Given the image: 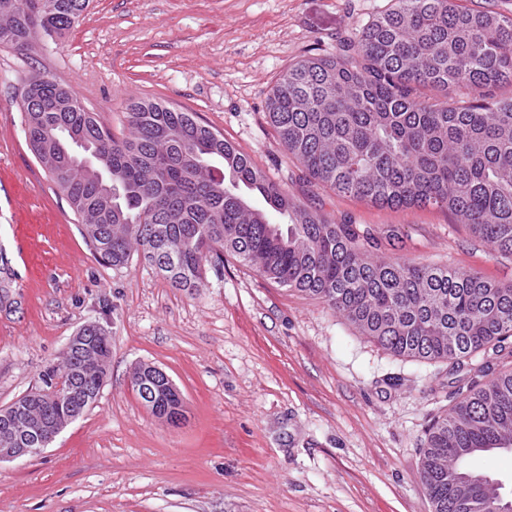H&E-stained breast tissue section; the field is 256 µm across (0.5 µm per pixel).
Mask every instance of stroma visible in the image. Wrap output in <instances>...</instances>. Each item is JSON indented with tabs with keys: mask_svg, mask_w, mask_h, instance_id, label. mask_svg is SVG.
I'll use <instances>...</instances> for the list:
<instances>
[{
	"mask_svg": "<svg viewBox=\"0 0 512 512\" xmlns=\"http://www.w3.org/2000/svg\"><path fill=\"white\" fill-rule=\"evenodd\" d=\"M388 0H91L48 49L0 46V406L39 382L82 327L112 345L107 381L40 455L0 464V512H431L424 431L451 404L449 367L393 356L323 301L225 256L193 290L135 259L115 269L31 152L19 104L43 72L115 135L129 102L195 113L306 208L370 231L369 254L512 284V257L434 208L384 209L302 180L265 107L289 65L335 55ZM164 370L184 417L130 383ZM468 469L512 499V449Z\"/></svg>",
	"mask_w": 512,
	"mask_h": 512,
	"instance_id": "1",
	"label": "stroma"
}]
</instances>
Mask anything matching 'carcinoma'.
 Segmentation results:
<instances>
[{
    "label": "carcinoma",
    "instance_id": "1",
    "mask_svg": "<svg viewBox=\"0 0 512 512\" xmlns=\"http://www.w3.org/2000/svg\"><path fill=\"white\" fill-rule=\"evenodd\" d=\"M90 0H0V46L21 54L62 36ZM512 15L456 0H393L334 57L288 67L267 115L310 183L373 205L448 211L493 254L512 255ZM30 150L65 197L97 259L132 252L178 288H193L224 254L282 287L327 303L395 356L449 362L453 404L425 433L421 478L433 512H512L487 477L464 469L463 449L512 448V284L478 272L378 261L351 220L295 201L192 112L139 100L118 138L62 83L45 75L22 99ZM96 165L72 162V140ZM262 197L252 207L241 188ZM483 361L475 364L477 356ZM110 342L84 326L40 385L20 398L29 435L67 427L107 379ZM151 408L183 415L171 385L151 383Z\"/></svg>",
    "mask_w": 512,
    "mask_h": 512
}]
</instances>
